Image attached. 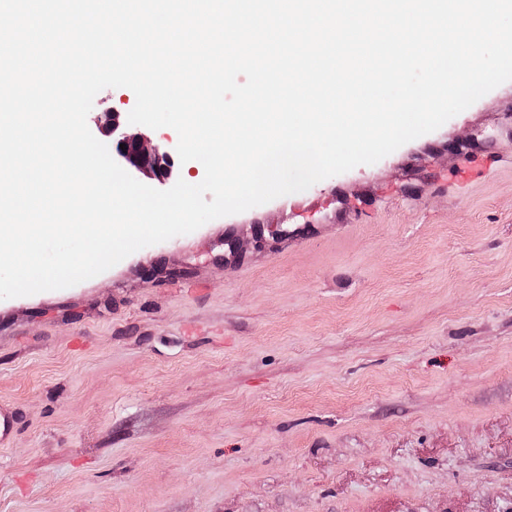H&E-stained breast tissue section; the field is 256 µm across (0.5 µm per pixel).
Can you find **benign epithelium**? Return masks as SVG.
<instances>
[{
    "label": "benign epithelium",
    "mask_w": 512,
    "mask_h": 512,
    "mask_svg": "<svg viewBox=\"0 0 512 512\" xmlns=\"http://www.w3.org/2000/svg\"><path fill=\"white\" fill-rule=\"evenodd\" d=\"M93 121L112 144V153L130 168L149 177L165 180L171 176L174 148L131 130L115 109L95 113ZM125 148H120V145Z\"/></svg>",
    "instance_id": "benign-epithelium-1"
}]
</instances>
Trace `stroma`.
Returning <instances> with one entry per match:
<instances>
[{"label":"stroma","instance_id":"1","mask_svg":"<svg viewBox=\"0 0 512 512\" xmlns=\"http://www.w3.org/2000/svg\"><path fill=\"white\" fill-rule=\"evenodd\" d=\"M0 404V512H512V81L376 163L0 299Z\"/></svg>","mask_w":512,"mask_h":512}]
</instances>
